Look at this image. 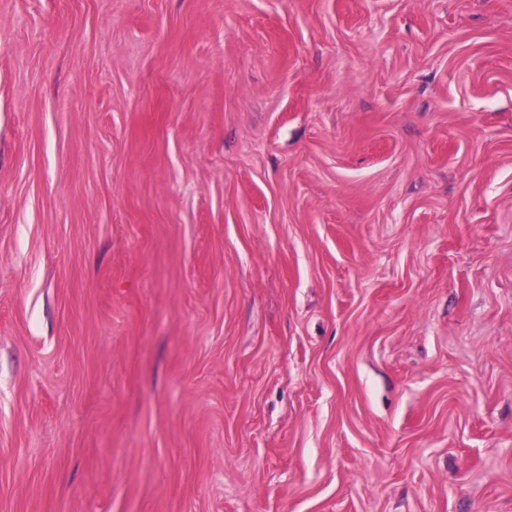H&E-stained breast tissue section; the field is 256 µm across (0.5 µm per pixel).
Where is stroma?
<instances>
[{
	"instance_id": "35a3bbf8",
	"label": "stroma",
	"mask_w": 512,
	"mask_h": 512,
	"mask_svg": "<svg viewBox=\"0 0 512 512\" xmlns=\"http://www.w3.org/2000/svg\"><path fill=\"white\" fill-rule=\"evenodd\" d=\"M0 512H512V0H0Z\"/></svg>"
}]
</instances>
